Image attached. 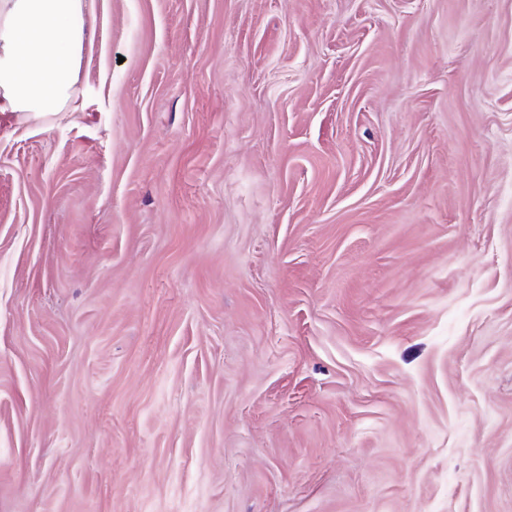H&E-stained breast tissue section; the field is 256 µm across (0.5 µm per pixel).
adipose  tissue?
Segmentation results:
<instances>
[{
	"instance_id": "obj_1",
	"label": "adipose tissue",
	"mask_w": 512,
	"mask_h": 512,
	"mask_svg": "<svg viewBox=\"0 0 512 512\" xmlns=\"http://www.w3.org/2000/svg\"><path fill=\"white\" fill-rule=\"evenodd\" d=\"M83 50L82 0H0V112L61 111Z\"/></svg>"
}]
</instances>
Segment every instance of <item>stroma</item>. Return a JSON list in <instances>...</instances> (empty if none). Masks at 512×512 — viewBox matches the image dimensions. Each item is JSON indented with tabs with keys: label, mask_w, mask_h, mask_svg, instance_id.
I'll return each instance as SVG.
<instances>
[{
	"label": "stroma",
	"mask_w": 512,
	"mask_h": 512,
	"mask_svg": "<svg viewBox=\"0 0 512 512\" xmlns=\"http://www.w3.org/2000/svg\"><path fill=\"white\" fill-rule=\"evenodd\" d=\"M0 112V512H512V0H84Z\"/></svg>",
	"instance_id": "stroma-1"
}]
</instances>
